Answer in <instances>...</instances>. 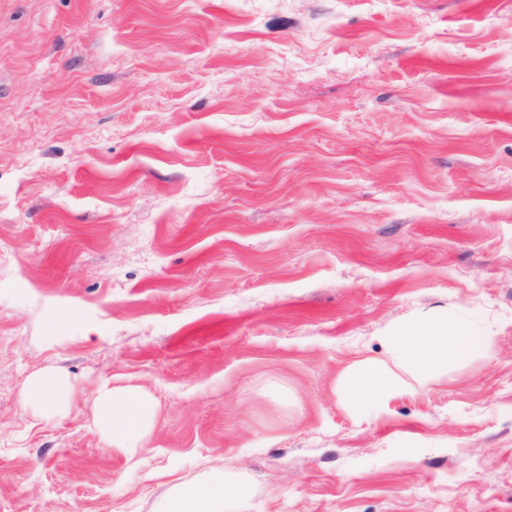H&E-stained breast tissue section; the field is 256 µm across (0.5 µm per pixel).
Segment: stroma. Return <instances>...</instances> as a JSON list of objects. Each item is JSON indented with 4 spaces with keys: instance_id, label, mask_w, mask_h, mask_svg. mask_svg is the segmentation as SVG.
Returning a JSON list of instances; mask_svg holds the SVG:
<instances>
[{
    "instance_id": "1",
    "label": "stroma",
    "mask_w": 512,
    "mask_h": 512,
    "mask_svg": "<svg viewBox=\"0 0 512 512\" xmlns=\"http://www.w3.org/2000/svg\"><path fill=\"white\" fill-rule=\"evenodd\" d=\"M429 318L491 344L414 376ZM55 370L76 408L22 406ZM219 471L226 512H512V0H0V512ZM347 387L352 399L360 403H375L381 400L387 391L381 364L375 361L365 362L358 371L348 377ZM98 427L118 448L130 454L143 449L152 433L155 413L151 397L136 389L97 391Z\"/></svg>"
}]
</instances>
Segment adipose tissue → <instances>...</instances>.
<instances>
[{
  "label": "adipose tissue",
  "instance_id": "obj_1",
  "mask_svg": "<svg viewBox=\"0 0 512 512\" xmlns=\"http://www.w3.org/2000/svg\"><path fill=\"white\" fill-rule=\"evenodd\" d=\"M397 359L411 371L424 374L460 363L485 350L489 337L475 333L463 320H429L400 325L392 338ZM72 387L62 373L38 374L29 378L20 394L22 405L55 408L68 397ZM353 400L374 403L387 391L380 363L365 362L347 379ZM98 426L113 447L133 454L143 449L152 433L154 402L145 392L128 389L98 391ZM163 512H224V477L188 489L163 505Z\"/></svg>",
  "mask_w": 512,
  "mask_h": 512
}]
</instances>
